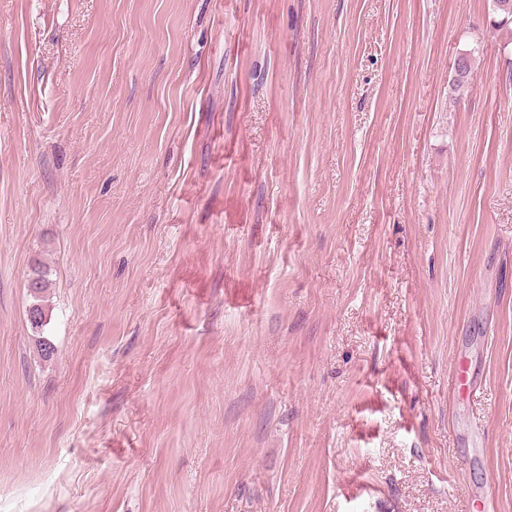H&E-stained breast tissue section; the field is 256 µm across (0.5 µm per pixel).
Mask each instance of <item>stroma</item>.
<instances>
[{
  "instance_id": "1",
  "label": "stroma",
  "mask_w": 512,
  "mask_h": 512,
  "mask_svg": "<svg viewBox=\"0 0 512 512\" xmlns=\"http://www.w3.org/2000/svg\"><path fill=\"white\" fill-rule=\"evenodd\" d=\"M497 19L0 0V512H512Z\"/></svg>"
}]
</instances>
